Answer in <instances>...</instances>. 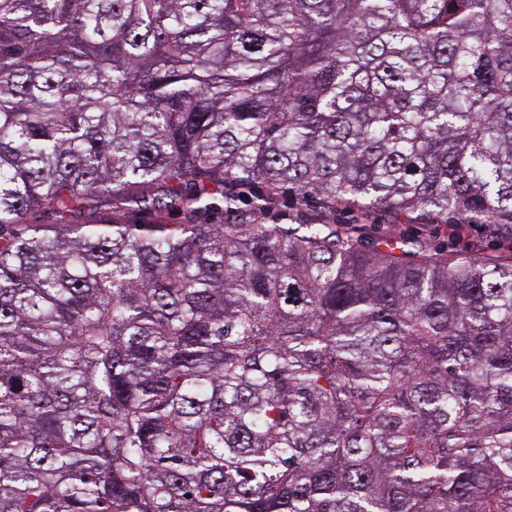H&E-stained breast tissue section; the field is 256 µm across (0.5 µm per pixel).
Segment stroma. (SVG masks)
<instances>
[{
    "instance_id": "obj_1",
    "label": "stroma",
    "mask_w": 512,
    "mask_h": 512,
    "mask_svg": "<svg viewBox=\"0 0 512 512\" xmlns=\"http://www.w3.org/2000/svg\"><path fill=\"white\" fill-rule=\"evenodd\" d=\"M327 216L351 235L369 241L382 237H423L430 244L453 252L503 259L512 256V246L501 243L489 225L463 223L454 213L434 215L416 211L393 215L380 209L347 205L329 214L318 197H301L290 186L281 190L276 202L261 212L260 219L266 224H298L317 222Z\"/></svg>"
}]
</instances>
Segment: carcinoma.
I'll return each instance as SVG.
<instances>
[{
    "instance_id": "cac0c4a2",
    "label": "carcinoma",
    "mask_w": 512,
    "mask_h": 512,
    "mask_svg": "<svg viewBox=\"0 0 512 512\" xmlns=\"http://www.w3.org/2000/svg\"><path fill=\"white\" fill-rule=\"evenodd\" d=\"M286 184L512 230V0H0V512H512V259ZM322 201L315 196L302 198L293 187H284L277 201L258 214L264 224H298L325 219ZM331 220L363 240L382 237H424L430 244L453 252L481 254L508 259L512 256L510 245L500 242L492 233L491 226L481 223H466L454 213L434 215L415 211L408 215L388 214L384 210L339 206L331 213ZM458 224H465L459 226ZM460 227L454 235V229Z\"/></svg>"
}]
</instances>
